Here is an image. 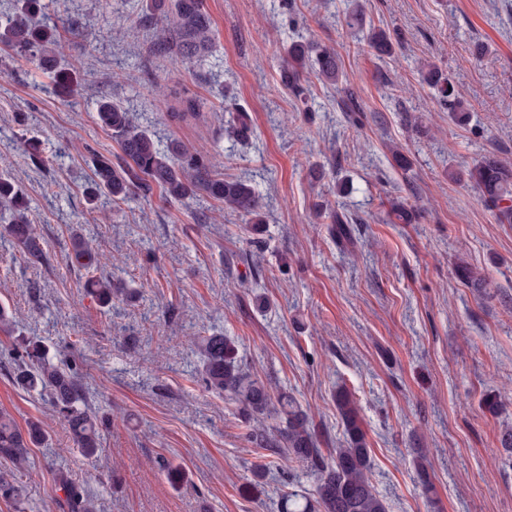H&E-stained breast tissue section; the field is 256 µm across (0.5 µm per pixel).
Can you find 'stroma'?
<instances>
[{
	"label": "stroma",
	"instance_id": "obj_1",
	"mask_svg": "<svg viewBox=\"0 0 512 512\" xmlns=\"http://www.w3.org/2000/svg\"><path fill=\"white\" fill-rule=\"evenodd\" d=\"M355 1L367 26L400 34L393 57L346 26ZM44 2L79 23L52 52L79 94L58 97L32 62L0 53V174L28 198L45 253L28 262L0 235V305L20 312L23 335L82 369L113 427L98 460L74 450L47 402L13 385L12 340L0 334V410L47 432L30 454L25 512H59L60 471L88 487L97 512H280L284 495L312 488L306 468L282 471L235 405L206 390L192 340L216 330L247 370L295 396L323 454L343 442L337 388L354 394L388 512H512V453L500 445L512 429V224L448 180L490 152L512 162V0H204L215 45L187 65L155 53L128 0ZM299 37L339 53L361 123L318 80L304 103L284 88L282 58ZM478 42L488 48L479 58ZM426 63L468 102V125L422 82ZM192 97L200 117L171 120ZM104 99L132 110L159 145L181 141L217 157L219 176L250 183L266 216L263 257L248 218L202 191L89 207L95 159L120 153L97 122ZM241 110L254 131L244 142L230 128ZM315 167L324 179H311ZM395 200L413 207L411 223L391 215ZM333 210L353 219L355 245L318 222ZM75 232L92 239L99 274L125 285L111 305L87 293V270L68 258ZM460 263L485 287L465 286Z\"/></svg>",
	"mask_w": 512,
	"mask_h": 512
}]
</instances>
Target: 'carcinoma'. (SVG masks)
<instances>
[{
    "label": "carcinoma",
    "mask_w": 512,
    "mask_h": 512,
    "mask_svg": "<svg viewBox=\"0 0 512 512\" xmlns=\"http://www.w3.org/2000/svg\"><path fill=\"white\" fill-rule=\"evenodd\" d=\"M142 16L158 27L157 46L173 54L181 63L202 58L211 48L212 27L202 0H142ZM41 0H18L17 11L0 23V50L14 55L49 62L46 53L55 44L60 31L73 33L78 29L72 19L61 18L50 25H33L30 17L41 12ZM368 46L383 57L395 52L398 36L384 29H371L366 35ZM287 59L282 69V83L295 99L307 98V78L335 87L345 94L347 111L357 110L354 92L347 84L340 57L334 50L292 41L286 49ZM48 76L58 93L72 97L77 84L66 72L53 69ZM422 80L438 88L443 105L459 125L470 121L467 102L450 88L439 69L427 65ZM97 119L101 127L117 139L120 163L109 159L95 161V181L87 201L94 204L102 196L124 200L138 190L156 189L170 202L184 201L202 190L224 207L250 217L254 238L251 246L261 250L260 235L264 232L262 202L255 189L243 180L219 178L213 174L214 161L188 152L178 141L161 148L148 131L139 128L132 113L117 104L103 100L98 105ZM237 136L250 138L251 121L247 113L239 112L232 119ZM452 182L466 180L495 212L501 224H512V165L502 162L495 153L483 156L466 173H450ZM28 200L20 189L6 177L0 176V210L12 214L5 231L29 260L39 262L43 247L25 211ZM330 233L337 243L354 244V228L347 216L337 211L328 214ZM457 274L462 281L482 288L485 279L461 264ZM90 295L107 306L112 303L115 285L109 277H90L86 284ZM200 358V374L208 390L225 397L237 406L245 422L257 427L249 438L260 448H276L288 465L305 466L314 476L313 493L294 490L282 501V512H387L386 503L374 489L371 479L370 450L356 401L346 389L336 391L335 400L343 427V444L335 456L327 459L322 453L315 432L297 400L284 389L275 390L262 379L249 373L238 357L235 341L220 333L196 339ZM11 379L28 392L43 394L52 410L67 425L73 445L87 458L101 451L103 429L109 420L97 414L89 405L82 374L66 359L50 353L38 339L15 338L12 348ZM275 415L284 426L273 433L258 428L265 418ZM45 441L41 422L31 420L22 429L10 413L0 411V459L13 465L0 471V499L23 512L24 479L32 478L28 469V450L39 448ZM58 486L64 492L59 501L62 512H95L89 492L60 473Z\"/></svg>",
    "instance_id": "cac0c4a2"
}]
</instances>
